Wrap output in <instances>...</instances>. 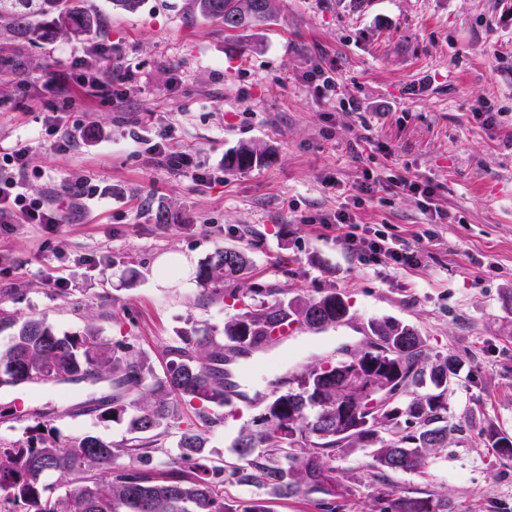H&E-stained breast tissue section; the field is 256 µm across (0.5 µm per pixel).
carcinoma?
<instances>
[{
    "label": "carcinoma",
    "mask_w": 512,
    "mask_h": 512,
    "mask_svg": "<svg viewBox=\"0 0 512 512\" xmlns=\"http://www.w3.org/2000/svg\"><path fill=\"white\" fill-rule=\"evenodd\" d=\"M232 0H187L188 11L230 24ZM0 27L43 38L60 31L75 38L104 33L103 18L78 0H0ZM269 160L267 149L244 144L225 157L228 169L249 171ZM253 271L249 252L218 246L198 268L196 279L212 302L230 301L222 337H197L191 328L172 350L164 376L148 370L132 346L113 342L96 326L59 334L41 318L14 327L0 349V384H38L68 377L79 383L112 377V396L99 401L98 418L127 424L126 448L94 435L61 440L39 437L25 446H0V512H269L263 501L234 504L224 483L267 490L280 499L316 494L322 512H347L353 486L341 482L336 459L370 449L367 471L380 484L378 512H449L451 505L429 496L400 495L388 474L422 469L429 456L447 447L448 398L461 367L452 355L429 360L426 339L393 319L369 322L374 341L357 353L307 367L284 388L279 382L262 400L253 426L231 444L236 461L224 464L203 455L205 440L180 427L183 403L201 404L198 418L214 420L208 405L228 406L224 353L247 355L275 332L305 327L316 332L350 319L349 305L334 289L318 296L281 295L277 288H241ZM178 429L177 451L188 471L157 472L147 446ZM499 458L512 459V436L483 429ZM128 464L116 468L118 452ZM69 478L57 495L43 478Z\"/></svg>",
    "instance_id": "1"
}]
</instances>
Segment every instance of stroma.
Wrapping results in <instances>:
<instances>
[{
	"instance_id": "35a3bbf8",
	"label": "stroma",
	"mask_w": 512,
	"mask_h": 512,
	"mask_svg": "<svg viewBox=\"0 0 512 512\" xmlns=\"http://www.w3.org/2000/svg\"><path fill=\"white\" fill-rule=\"evenodd\" d=\"M273 3V23L236 32L191 15L186 0H143L133 14L84 0L105 17L99 37L20 39L0 28V60L10 63L0 72V147L33 142L30 197L87 190L55 229L0 230V308L62 334L96 325L160 377L185 329L221 330L228 314L203 296L200 263L219 245L247 249L249 286L333 288L351 318L226 363L251 390L210 408L206 457L233 460L231 441L271 381L361 348L371 320L393 318L416 327L428 356L454 355L462 371L447 447L424 472H394L389 483L448 499L452 512H512V460L480 434L489 425L512 434V0ZM78 59L89 74L128 72L129 97L59 104L49 80ZM51 108L74 137L69 153L44 125ZM165 133L191 166L153 162L149 148ZM244 143L267 148L269 161L226 170L225 153ZM208 172L223 181H204ZM401 177L420 191L399 189ZM437 208L447 223H431ZM160 211L169 223H157ZM339 211L368 237L438 243L414 269L366 265L329 224ZM52 274L66 288L52 287ZM111 393L106 381L49 383L29 388L20 407L0 395V442L39 424L124 446L125 425L94 410ZM366 461L357 451L336 462L357 486L347 512L376 510Z\"/></svg>"
}]
</instances>
